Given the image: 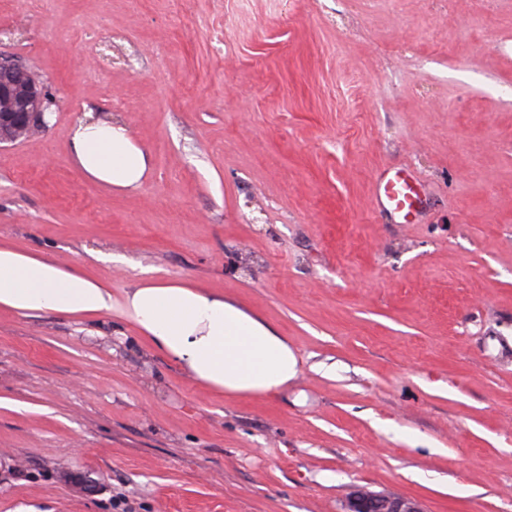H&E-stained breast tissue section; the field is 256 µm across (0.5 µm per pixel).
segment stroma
<instances>
[{"label":"stroma","instance_id":"stroma-1","mask_svg":"<svg viewBox=\"0 0 512 512\" xmlns=\"http://www.w3.org/2000/svg\"><path fill=\"white\" fill-rule=\"evenodd\" d=\"M0 55L57 104L0 149V244L224 294L301 368L230 399L116 317L0 310V512H512V0H0ZM89 112L139 189L76 165ZM402 163L415 224L375 208ZM72 129L70 150L90 179L119 189H139L148 170L144 149L120 121L88 113ZM421 503L406 495H381L359 491L350 499L348 512H423Z\"/></svg>","mask_w":512,"mask_h":512}]
</instances>
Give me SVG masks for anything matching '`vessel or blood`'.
I'll list each match as a JSON object with an SVG mask.
<instances>
[{"label":"vessel or blood","mask_w":512,"mask_h":512,"mask_svg":"<svg viewBox=\"0 0 512 512\" xmlns=\"http://www.w3.org/2000/svg\"><path fill=\"white\" fill-rule=\"evenodd\" d=\"M375 200L380 210L411 224L422 210L421 185L407 168H388L376 180Z\"/></svg>","instance_id":"obj_1"}]
</instances>
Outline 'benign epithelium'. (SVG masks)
Masks as SVG:
<instances>
[{
  "mask_svg": "<svg viewBox=\"0 0 512 512\" xmlns=\"http://www.w3.org/2000/svg\"><path fill=\"white\" fill-rule=\"evenodd\" d=\"M53 102L43 83L21 62L0 57V145H14L47 126L45 114ZM348 512H423L421 503L406 495L359 491Z\"/></svg>",
  "mask_w": 512,
  "mask_h": 512,
  "instance_id": "obj_1",
  "label": "benign epithelium"
}]
</instances>
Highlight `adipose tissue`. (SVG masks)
Listing matches in <instances>:
<instances>
[{"label": "adipose tissue", "mask_w": 512, "mask_h": 512, "mask_svg": "<svg viewBox=\"0 0 512 512\" xmlns=\"http://www.w3.org/2000/svg\"><path fill=\"white\" fill-rule=\"evenodd\" d=\"M70 150L96 182L127 190L144 182L147 155L120 121L87 115L72 129ZM0 309L84 319L116 315L195 383L231 398L282 395L300 373L295 352L269 323L183 282L143 279L116 295L76 264L0 245Z\"/></svg>", "instance_id": "obj_1"}]
</instances>
